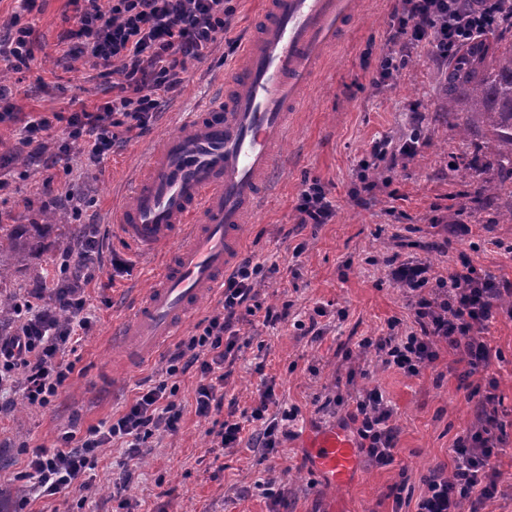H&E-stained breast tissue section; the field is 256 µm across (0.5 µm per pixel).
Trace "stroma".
<instances>
[{
	"label": "stroma",
	"mask_w": 512,
	"mask_h": 512,
	"mask_svg": "<svg viewBox=\"0 0 512 512\" xmlns=\"http://www.w3.org/2000/svg\"><path fill=\"white\" fill-rule=\"evenodd\" d=\"M266 0H232L236 9L228 40L215 43L190 64L181 93L162 104L141 136L116 147L100 166H85L79 155L52 167L33 165L18 144L17 123L0 124V176L11 186L0 193V222L42 224L47 212L59 220L40 250L0 293L22 302L41 287L70 250L74 223L93 224L103 251L101 287L88 288L91 328L79 345L66 349L75 366L58 397L42 408L25 403L21 389L9 390L11 409L0 417V512H14L29 488L24 476L29 449L52 447L66 431L83 433L109 420L131 402L145 379L159 377L165 354L145 363L123 364L113 331L151 288L161 254L127 242L114 222L142 159L165 135L176 132L187 113L219 96L225 76L240 61ZM28 14L34 56L28 70H0V82L14 86L13 109L20 120L93 107L112 97L119 75L90 77L81 61L58 62L60 40L75 26L70 0H37ZM399 0H361L360 21L343 36L336 52L288 123L283 163L271 191L243 228L241 256L277 263L279 271L258 287L263 305L288 306L285 321L263 324L247 315L240 322L245 342L235 353L224 387V409L251 411L259 393L273 388L278 404L270 416L293 409L287 436L272 452L254 447L246 425L237 447L215 448L209 422L196 417L197 378L187 374L175 397L183 420L175 434L152 439V450L129 457L127 449H103L79 487L32 501L30 512H415L424 479L435 467L450 468L456 439L475 421L474 402L459 376L465 370L448 350L419 375L409 376L361 352L359 343L400 330L413 316L387 261H425L438 275L470 264L512 281V224L494 223L501 200L482 201L483 171L460 176V157L490 153L486 140L456 136L455 117L438 111L437 74L443 63L429 49L412 52L398 77L376 84L375 71L390 45L388 34ZM422 140L415 155H395L377 176H361L359 162L376 140L399 141L408 125ZM318 182L334 216L327 224H303L296 209L305 184ZM84 194L74 216L70 194ZM487 335L499 357V414L507 442L497 464L508 492L484 505V512H512V316L500 314ZM378 389L394 409L398 430L392 464L376 468L359 460L347 484L324 482L310 467L308 435L340 427L352 430L351 395ZM342 404H326L334 392Z\"/></svg>",
	"instance_id": "35a3bbf8"
}]
</instances>
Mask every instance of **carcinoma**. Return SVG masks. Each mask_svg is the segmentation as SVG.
Returning <instances> with one entry per match:
<instances>
[{"label":"carcinoma","instance_id":"obj_1","mask_svg":"<svg viewBox=\"0 0 512 512\" xmlns=\"http://www.w3.org/2000/svg\"><path fill=\"white\" fill-rule=\"evenodd\" d=\"M440 109L461 113V138L487 139L495 151L496 178L482 186L487 195L512 197V41L494 28L460 44L448 57L440 78ZM46 224H0V281L13 275L26 257L38 251L52 229Z\"/></svg>","mask_w":512,"mask_h":512}]
</instances>
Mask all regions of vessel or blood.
<instances>
[{"label":"vessel or blood","mask_w":512,"mask_h":512,"mask_svg":"<svg viewBox=\"0 0 512 512\" xmlns=\"http://www.w3.org/2000/svg\"><path fill=\"white\" fill-rule=\"evenodd\" d=\"M359 0H269L260 32L244 48L241 80L189 116L145 158L116 222L145 250L173 259L118 330L137 359L150 360L224 283L241 248V229L281 165L288 118L306 98ZM317 472L344 483L354 442L341 430L311 435Z\"/></svg>","instance_id":"b4317fda"}]
</instances>
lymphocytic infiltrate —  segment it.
Masks as SVG:
<instances>
[{
  "mask_svg": "<svg viewBox=\"0 0 512 512\" xmlns=\"http://www.w3.org/2000/svg\"><path fill=\"white\" fill-rule=\"evenodd\" d=\"M76 27L69 33L66 58L83 61L89 69H105L121 76L118 93L94 108L80 107L26 121L19 144L32 157L52 163L58 153L77 150L92 164L109 156L120 132L146 130L154 112L179 92L191 62L200 60L234 25L231 0H71ZM495 0H402L389 41L394 52L382 56L378 80L397 77L411 50L426 47L445 59L459 41L492 24ZM36 0H19V9L0 39V62L14 70L33 56L31 29L24 22ZM64 123L67 138L58 151L48 142L56 123ZM391 278L400 285L412 311L414 327L405 335L387 333L363 340L383 364L409 376L418 375L439 357L441 346L467 364L466 377L483 382L474 426L466 429L452 449L453 468L432 470L416 512H482L487 500L499 493L501 472L496 464L506 442L505 424L498 414V381L491 375L492 349L485 333L500 313L502 300L512 296V282L471 266L431 280L426 263L388 262ZM277 265L243 258L224 280L221 310L200 322L196 334L170 349L160 379L138 392L118 417L88 427L84 434L63 433L53 449H32L29 475L37 480L41 496L62 493L94 468L102 449L112 442L126 443L133 455L146 453L154 436L180 428L183 409L174 397L177 380L195 372V414L202 419L224 407V366L239 342L236 329L241 312L262 315L264 323L287 319V309L262 307L256 302L258 280L276 274ZM88 275L68 288L36 289L14 312L19 326L0 338V392L20 386L29 405L46 406L55 399L70 374L63 359L68 345L86 335L90 319L86 290L96 284ZM351 420L356 423L358 449L369 465L385 467L394 460L397 434L393 410L376 389L353 399Z\"/></svg>",
  "mask_w": 512,
  "mask_h": 512,
  "instance_id": "f902f5d3",
  "label": "lymphocytic infiltrate"
}]
</instances>
